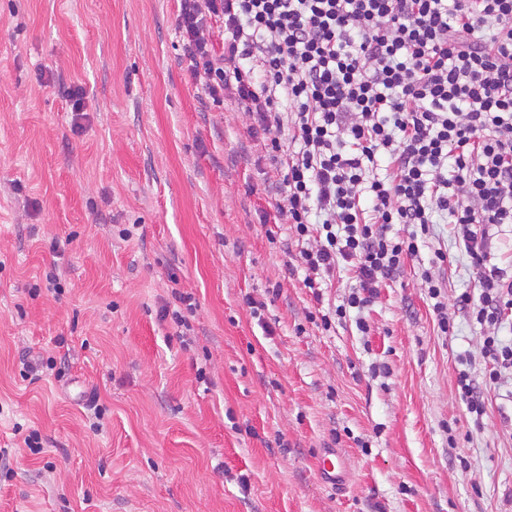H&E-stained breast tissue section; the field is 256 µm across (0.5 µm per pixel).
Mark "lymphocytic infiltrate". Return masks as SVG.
<instances>
[{
	"label": "lymphocytic infiltrate",
	"mask_w": 512,
	"mask_h": 512,
	"mask_svg": "<svg viewBox=\"0 0 512 512\" xmlns=\"http://www.w3.org/2000/svg\"><path fill=\"white\" fill-rule=\"evenodd\" d=\"M178 31L197 89L246 112L278 163L259 221L293 235L314 300L351 273L323 329L353 312L368 333L364 310L449 217L478 277L457 306L492 329L483 377H457L482 427L485 388L512 370L493 332L512 312V268L493 264L490 234L512 224V0H180ZM447 263L438 249L418 271L444 334Z\"/></svg>",
	"instance_id": "1"
}]
</instances>
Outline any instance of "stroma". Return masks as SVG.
Returning <instances> with one entry per match:
<instances>
[{"mask_svg": "<svg viewBox=\"0 0 512 512\" xmlns=\"http://www.w3.org/2000/svg\"><path fill=\"white\" fill-rule=\"evenodd\" d=\"M178 13L0 0V512H512V373L474 429L457 377L465 356L481 374L486 331L457 310L478 282L450 225L381 289L369 336L311 322L296 245L258 221L275 164L181 68ZM437 248L446 334L414 273ZM178 292L181 331L161 317ZM319 472L322 477L333 485L340 486L343 481V472L340 455L336 449L325 450L319 459Z\"/></svg>", "mask_w": 512, "mask_h": 512, "instance_id": "1", "label": "stroma"}]
</instances>
